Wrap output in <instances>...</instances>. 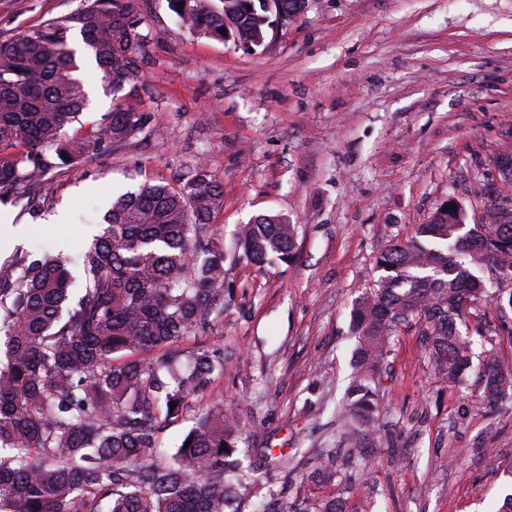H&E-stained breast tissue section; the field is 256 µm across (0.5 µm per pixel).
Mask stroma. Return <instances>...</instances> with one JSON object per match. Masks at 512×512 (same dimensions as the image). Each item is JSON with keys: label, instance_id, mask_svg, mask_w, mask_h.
I'll use <instances>...</instances> for the list:
<instances>
[{"label": "stroma", "instance_id": "stroma-1", "mask_svg": "<svg viewBox=\"0 0 512 512\" xmlns=\"http://www.w3.org/2000/svg\"><path fill=\"white\" fill-rule=\"evenodd\" d=\"M85 0H0V37L65 24ZM143 19L135 71L112 89L78 53L90 103L65 128L79 137L115 105L147 113L142 133L49 168L28 207L0 198L24 233L21 250L75 254L101 231L113 197L179 183L208 160L224 190L212 237L230 241L259 214L298 224L294 263L257 268L226 250L224 317L184 349L224 347V373L165 429L175 449L206 410L246 424L258 483L293 512L332 482L303 475L336 453L347 512H494L512 493V401L492 405L478 372L442 382L420 326L401 328L377 384L375 427L344 439L339 406L356 341L351 306L375 288L378 250L409 238L449 198L482 223L478 184L512 132V0H307L305 11L247 53L182 27L167 0H136ZM66 214L67 223L53 218ZM465 322L473 360L512 369V317L475 304ZM494 449L485 457V449Z\"/></svg>", "mask_w": 512, "mask_h": 512}]
</instances>
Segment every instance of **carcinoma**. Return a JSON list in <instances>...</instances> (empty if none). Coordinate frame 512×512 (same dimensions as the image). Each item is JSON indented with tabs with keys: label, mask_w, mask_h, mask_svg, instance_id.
<instances>
[{
	"label": "carcinoma",
	"mask_w": 512,
	"mask_h": 512,
	"mask_svg": "<svg viewBox=\"0 0 512 512\" xmlns=\"http://www.w3.org/2000/svg\"><path fill=\"white\" fill-rule=\"evenodd\" d=\"M134 2L87 0L71 18L115 88L141 47ZM220 2L168 0L185 27L218 38L223 29L248 50L306 4ZM69 30L47 24L0 38V150L23 148L0 165V196L36 193L48 151L73 165L147 123L145 113L117 107L87 136H62L87 103L73 76ZM223 203L224 190L201 163L177 187L145 184L115 200L77 265L62 255L0 265V512H242L252 474L237 415L208 410L172 454L161 438L188 399L224 373L221 347L180 349L224 316V246L208 235ZM488 216L470 224L462 205L438 208L414 236L376 256L378 288L351 312L356 347L338 411L350 437L374 421V385L400 326H423L436 374L456 386L471 367L472 340L458 329L466 308L489 299L512 310V291H487L512 280V206L494 204ZM297 237L287 217L261 214L239 225L234 250L259 268L290 263ZM152 350L162 351L154 362L133 358ZM482 383L487 402L512 398V375L491 357ZM335 461L325 454L311 477L340 474ZM294 512H344V500H305Z\"/></svg>",
	"instance_id": "carcinoma-1"
}]
</instances>
